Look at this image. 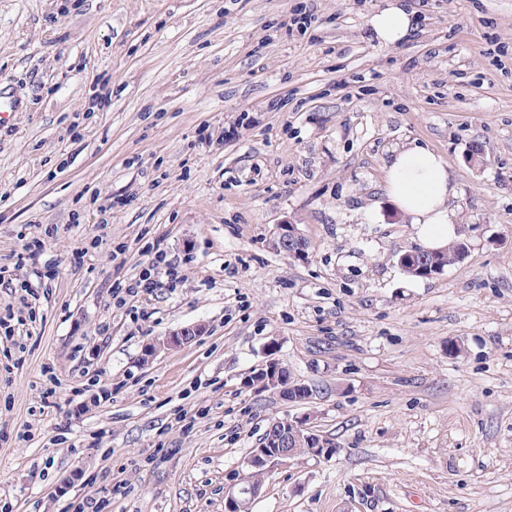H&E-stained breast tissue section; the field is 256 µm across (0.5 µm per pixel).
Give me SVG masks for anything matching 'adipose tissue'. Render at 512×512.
<instances>
[{
	"label": "adipose tissue",
	"mask_w": 512,
	"mask_h": 512,
	"mask_svg": "<svg viewBox=\"0 0 512 512\" xmlns=\"http://www.w3.org/2000/svg\"><path fill=\"white\" fill-rule=\"evenodd\" d=\"M414 23L413 13L402 0H390L368 20L373 38L385 47L405 40ZM384 189L394 206L416 226L425 249H445L456 237L451 201L457 189L447 165L430 148L417 144L396 152L387 167Z\"/></svg>",
	"instance_id": "1"
}]
</instances>
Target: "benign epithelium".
I'll list each match as a JSON object with an SVG mask.
<instances>
[{
	"mask_svg": "<svg viewBox=\"0 0 512 512\" xmlns=\"http://www.w3.org/2000/svg\"><path fill=\"white\" fill-rule=\"evenodd\" d=\"M271 247L276 252L290 258L301 259L305 257L308 245H306V238L301 234L297 225L285 221L277 225V230L271 240ZM432 256L434 253L428 250L405 253L399 257L398 264L406 273L425 276L440 268V264L430 262ZM203 332L204 326L201 324L183 328L167 336L159 344L149 347L148 353L153 356L162 348L180 347L193 341ZM246 384L263 391L276 392L289 402L297 401L299 395L310 390L307 384L290 380L285 367L276 359L268 360L261 368L252 372L246 380ZM296 427L308 432L306 439L315 448L314 457L326 458L336 452V442L313 429L311 415L308 413L272 422L262 441L250 450L245 461L246 472L236 483L224 489L225 512H251L252 505L260 497L262 484L252 480L250 470L260 469L269 473L279 466L290 464L297 458L288 437V431Z\"/></svg>",
	"mask_w": 512,
	"mask_h": 512,
	"instance_id": "7a95c632",
	"label": "benign epithelium"
}]
</instances>
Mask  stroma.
Returning <instances> with one entry per match:
<instances>
[{
	"label": "stroma",
	"instance_id": "obj_1",
	"mask_svg": "<svg viewBox=\"0 0 512 512\" xmlns=\"http://www.w3.org/2000/svg\"><path fill=\"white\" fill-rule=\"evenodd\" d=\"M404 3L422 24L383 47L388 0H0V310L33 292L22 368L0 341L13 512L107 470L112 512H224L269 423L306 411L335 454L272 471L252 512H512V0ZM413 142L448 163L469 244L431 278L401 270L419 242L384 194ZM286 221L304 259L271 247ZM25 224L58 228L34 266ZM158 238L179 279L134 323L112 286ZM272 342L310 403L246 386ZM204 332L203 325L197 324L191 327H186L180 329L177 332L167 336L162 342H160L157 346H150L148 349L149 356H153L160 349H170L180 347L184 344H187L195 339L196 336L202 335Z\"/></svg>",
	"mask_w": 512,
	"mask_h": 512
}]
</instances>
